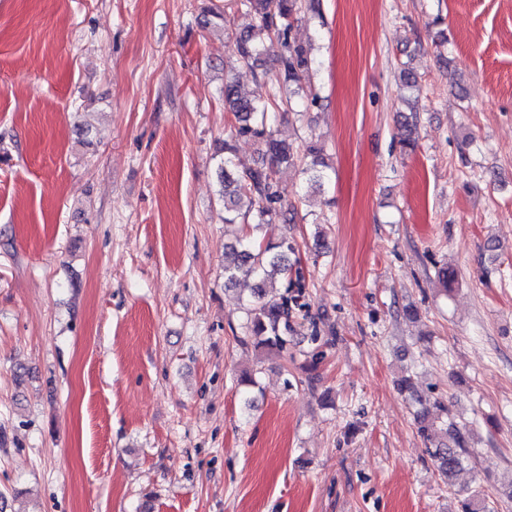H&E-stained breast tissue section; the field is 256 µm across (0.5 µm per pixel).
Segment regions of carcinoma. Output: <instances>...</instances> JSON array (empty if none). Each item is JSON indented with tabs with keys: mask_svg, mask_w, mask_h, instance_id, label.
<instances>
[{
	"mask_svg": "<svg viewBox=\"0 0 512 512\" xmlns=\"http://www.w3.org/2000/svg\"><path fill=\"white\" fill-rule=\"evenodd\" d=\"M237 10L250 18L244 30L225 34L231 53L227 67L257 70L268 57H273L288 82V92L274 87L267 100L259 101L244 95L236 81L224 82V111L238 122L237 132L251 136L261 145L262 164L241 168L234 146L225 141L219 148V195L223 200L224 223L254 226L271 223L280 213L284 191L277 178L282 167L294 166L298 150L294 145L276 138L271 129L272 113L294 96H303L314 104L318 96L311 89L315 59L301 44L292 43L289 33L300 20L301 11L314 8V0H235ZM323 147L310 141L304 145L301 173L310 185L319 189L328 181ZM294 246L284 236L276 242L259 240L245 232L224 244V286L241 287L245 293L247 338L254 349L266 354H281L288 349L289 337L296 332L292 311L298 297L282 295L267 298L266 288L273 281L288 283L293 263ZM417 429L427 446V453L446 477L464 468L469 458V434L461 428L441 400L418 401ZM489 503L479 493L461 500L460 512H488Z\"/></svg>",
	"mask_w": 512,
	"mask_h": 512,
	"instance_id": "carcinoma-1",
	"label": "carcinoma"
}]
</instances>
